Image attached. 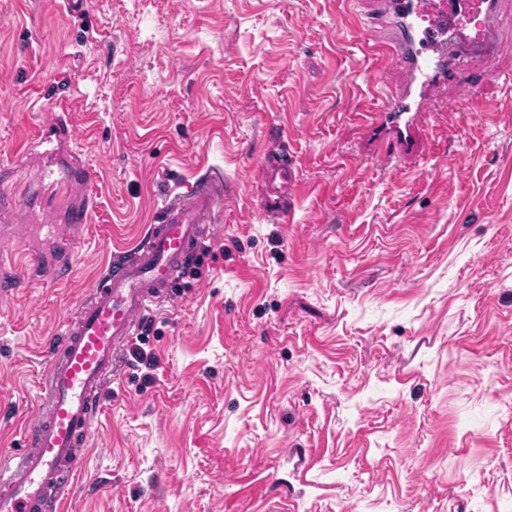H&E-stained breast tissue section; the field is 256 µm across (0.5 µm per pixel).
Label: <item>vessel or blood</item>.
<instances>
[{
	"label": "vessel or blood",
	"instance_id": "obj_1",
	"mask_svg": "<svg viewBox=\"0 0 512 512\" xmlns=\"http://www.w3.org/2000/svg\"><path fill=\"white\" fill-rule=\"evenodd\" d=\"M372 10L357 22L363 44L384 52L402 71L398 86L382 84L381 106L369 125L386 147L376 165L386 169L394 160L418 153L420 128L434 98L448 84L463 89L467 98L481 93L490 70L459 77L460 58L512 54V46L493 42L499 0H371ZM394 38L375 40L382 28ZM71 135L69 119L59 114L37 136L50 145ZM293 168L287 159L269 156L264 173L267 201L279 203L278 214L290 220L282 202L293 190ZM91 175L86 167L47 165L38 184L71 191ZM224 182L214 177L186 185L177 194H164L143 243L117 255L94 282L75 315L48 345V366L42 395L25 425L21 450L0 456V512H62L72 495L78 468L88 454L94 419L106 386L134 335L138 318L158 303L162 293L184 268L193 249L212 223ZM92 193L69 202L63 220L77 227L87 222Z\"/></svg>",
	"mask_w": 512,
	"mask_h": 512
}]
</instances>
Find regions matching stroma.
<instances>
[{
	"mask_svg": "<svg viewBox=\"0 0 512 512\" xmlns=\"http://www.w3.org/2000/svg\"><path fill=\"white\" fill-rule=\"evenodd\" d=\"M0 0V453L47 345L158 192L220 175L191 266L102 398L66 512H512V83L457 92L379 170L369 52L337 0ZM96 204L54 278L39 129ZM294 218L260 201L268 152ZM153 353L135 361L132 347ZM71 135L68 116L59 114L49 125L43 126L37 136L40 145H51L54 142L65 141Z\"/></svg>",
	"mask_w": 512,
	"mask_h": 512,
	"instance_id": "35a3bbf8",
	"label": "stroma"
}]
</instances>
